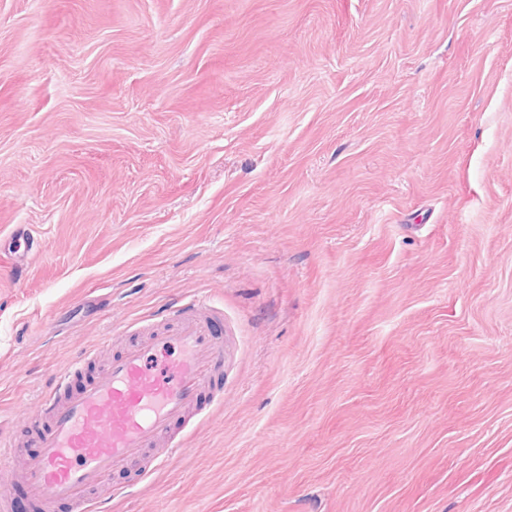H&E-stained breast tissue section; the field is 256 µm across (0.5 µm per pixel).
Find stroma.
<instances>
[{
	"instance_id": "1",
	"label": "stroma",
	"mask_w": 512,
	"mask_h": 512,
	"mask_svg": "<svg viewBox=\"0 0 512 512\" xmlns=\"http://www.w3.org/2000/svg\"><path fill=\"white\" fill-rule=\"evenodd\" d=\"M197 297L103 512H512V0H0V428Z\"/></svg>"
}]
</instances>
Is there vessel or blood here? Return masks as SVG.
I'll return each instance as SVG.
<instances>
[{
	"mask_svg": "<svg viewBox=\"0 0 512 512\" xmlns=\"http://www.w3.org/2000/svg\"><path fill=\"white\" fill-rule=\"evenodd\" d=\"M219 315L209 300H189L141 327L82 386L72 385L81 363L60 373L20 437L0 436V483L21 482L40 512L60 502L97 512L89 493L108 473L138 458L159 469L182 446L179 426L205 418L223 399L224 345L212 326ZM173 349L179 357L156 374L152 362ZM20 438L31 449L21 458Z\"/></svg>",
	"mask_w": 512,
	"mask_h": 512,
	"instance_id": "vessel-or-blood-1",
	"label": "vessel or blood"
}]
</instances>
